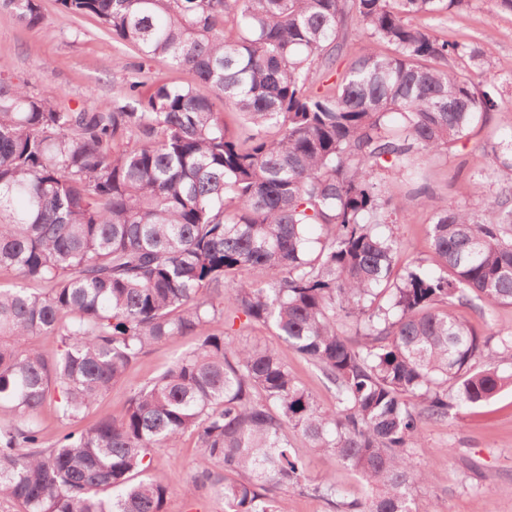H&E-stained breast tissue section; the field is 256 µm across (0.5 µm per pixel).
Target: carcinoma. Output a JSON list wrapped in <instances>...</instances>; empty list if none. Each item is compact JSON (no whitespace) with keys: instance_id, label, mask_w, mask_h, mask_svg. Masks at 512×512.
<instances>
[{"instance_id":"carcinoma-1","label":"carcinoma","mask_w":512,"mask_h":512,"mask_svg":"<svg viewBox=\"0 0 512 512\" xmlns=\"http://www.w3.org/2000/svg\"><path fill=\"white\" fill-rule=\"evenodd\" d=\"M468 0H58L93 16L140 62L110 103L77 108L0 66V500L19 512H163L150 452L186 433L195 484L228 512H288L272 496L308 488L335 512H416L427 420L512 388L501 349L455 306L512 305V123L484 146L499 191L479 212L449 205L430 224L431 267L394 280L396 224L430 195L423 165L478 118L512 112L486 53L411 17ZM30 28L39 0H0ZM368 39L339 82L312 89ZM167 59L191 84L154 83ZM236 111L226 126L215 101ZM248 267L257 280L246 283ZM274 329L335 391L322 408L276 345H240L224 313ZM355 329L351 339L341 331ZM55 336L46 358L33 343ZM193 349L135 390L125 413L46 437L48 400L74 424L151 347ZM333 455L371 489L311 485L293 439ZM218 467L222 474L213 472ZM366 37L359 32L355 26H350L345 34V47L343 56L338 60L336 69L338 72H343L351 58L357 54L360 49L366 44Z\"/></svg>"}]
</instances>
